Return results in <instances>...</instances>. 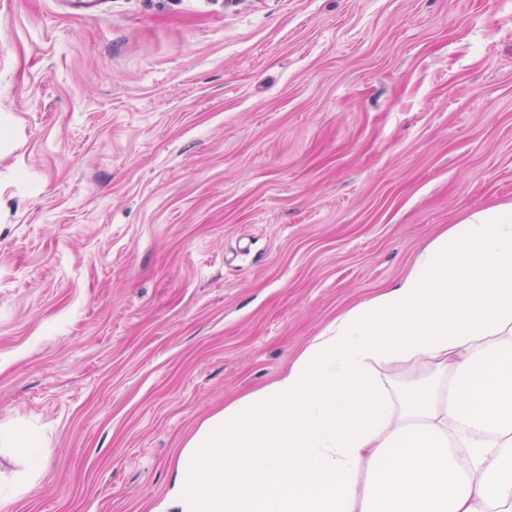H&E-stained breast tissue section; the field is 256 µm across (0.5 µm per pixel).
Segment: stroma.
Here are the masks:
<instances>
[{
  "mask_svg": "<svg viewBox=\"0 0 512 512\" xmlns=\"http://www.w3.org/2000/svg\"><path fill=\"white\" fill-rule=\"evenodd\" d=\"M512 202V0H0V512H151L200 422ZM8 441L21 443L28 461V472L18 480L15 489L9 494V498H12L17 495H24L29 490L32 481L39 477L43 471L44 456L41 449L42 445L34 434L6 423L0 426L1 446Z\"/></svg>",
  "mask_w": 512,
  "mask_h": 512,
  "instance_id": "stroma-1",
  "label": "stroma"
}]
</instances>
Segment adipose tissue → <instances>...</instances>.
Here are the masks:
<instances>
[{
	"instance_id": "adipose-tissue-1",
	"label": "adipose tissue",
	"mask_w": 512,
	"mask_h": 512,
	"mask_svg": "<svg viewBox=\"0 0 512 512\" xmlns=\"http://www.w3.org/2000/svg\"><path fill=\"white\" fill-rule=\"evenodd\" d=\"M423 367L406 388L372 365ZM21 443L25 494L43 471ZM153 512H512V203L470 213L278 379L207 417Z\"/></svg>"
}]
</instances>
